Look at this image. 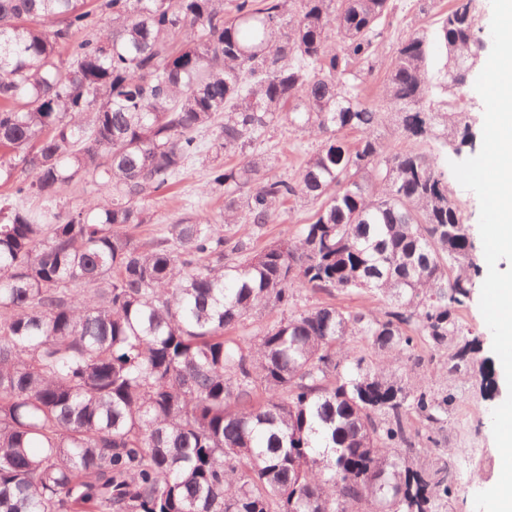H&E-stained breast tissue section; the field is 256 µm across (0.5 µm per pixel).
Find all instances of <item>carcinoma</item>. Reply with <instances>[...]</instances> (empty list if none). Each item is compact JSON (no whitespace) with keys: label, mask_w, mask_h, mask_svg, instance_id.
I'll return each mask as SVG.
<instances>
[{"label":"carcinoma","mask_w":512,"mask_h":512,"mask_svg":"<svg viewBox=\"0 0 512 512\" xmlns=\"http://www.w3.org/2000/svg\"><path fill=\"white\" fill-rule=\"evenodd\" d=\"M393 10L0 0V512H439L450 457H428L455 395L400 371L417 344L451 345L448 373L476 365L484 397L496 390L459 321L482 273L471 225L422 150L476 152L451 95L482 43L473 0L399 41L376 93L407 142L389 154L359 80ZM433 42L447 52L437 71ZM284 112L322 139L296 180L251 156L218 162L224 223L134 240L146 198L200 153L199 130L217 126V160ZM74 182L98 197L56 210ZM290 197L316 204L299 237L252 255L224 233L240 213L270 223ZM303 288L375 293L387 310L291 309Z\"/></svg>","instance_id":"cac0c4a2"}]
</instances>
